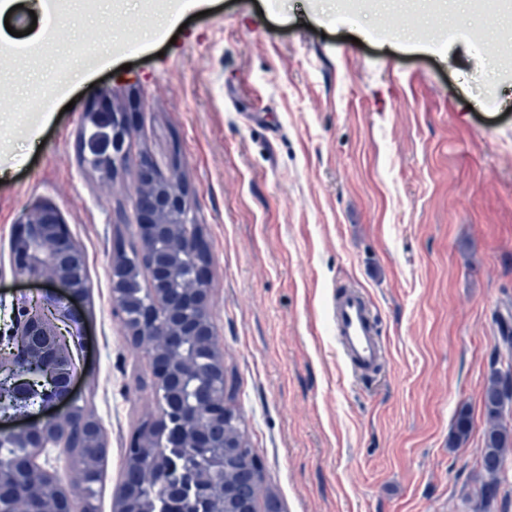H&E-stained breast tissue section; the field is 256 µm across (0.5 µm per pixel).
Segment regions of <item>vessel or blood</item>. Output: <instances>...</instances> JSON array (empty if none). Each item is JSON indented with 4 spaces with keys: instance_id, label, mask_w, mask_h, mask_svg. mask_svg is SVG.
Here are the masks:
<instances>
[{
    "instance_id": "b4317fda",
    "label": "vessel or blood",
    "mask_w": 512,
    "mask_h": 512,
    "mask_svg": "<svg viewBox=\"0 0 512 512\" xmlns=\"http://www.w3.org/2000/svg\"><path fill=\"white\" fill-rule=\"evenodd\" d=\"M336 343L351 369L370 374L385 358L377 312L357 289L340 290L333 303Z\"/></svg>"
}]
</instances>
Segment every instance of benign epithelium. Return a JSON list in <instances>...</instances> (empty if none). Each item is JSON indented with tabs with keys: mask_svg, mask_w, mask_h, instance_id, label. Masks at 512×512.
<instances>
[{
	"mask_svg": "<svg viewBox=\"0 0 512 512\" xmlns=\"http://www.w3.org/2000/svg\"><path fill=\"white\" fill-rule=\"evenodd\" d=\"M82 126L112 129L109 139L93 147L96 155L84 159L87 167L108 174L128 158L124 113L96 109L83 115ZM138 167L139 180L130 199L140 242L131 253L121 254L112 263V303L129 336L144 347L164 400L159 422L142 428L127 453L134 463L145 455L152 457L153 465L144 473L143 481L163 493L166 512H179L184 507L185 490L169 483L166 476L181 449H206L213 467L222 470L224 454L214 455L211 449L233 448L235 444L229 438L215 439L210 430V425L224 423L230 413L224 396L210 395L193 403L182 397L184 383L198 373L200 357L211 359L216 369L201 375L203 380L211 383L224 377L208 315L207 261L188 190L176 175L158 173L146 156L140 157ZM11 251L19 275L57 281L73 296L84 294L88 288L84 255L51 210L36 209L29 214L12 239ZM143 268L149 275L148 295L134 299L128 289L139 280ZM45 306L49 312L43 315L32 311L25 301L17 307L13 335L19 339V350L13 363L41 364L51 382V404L34 424L0 429V443L20 441L30 449V479L20 493L21 500L33 504L28 512H77L72 491H63L61 498L48 495L47 472L36 458L48 445L66 443L75 427L82 430L84 447L90 449L92 459L105 447V441L95 417L80 411L70 398L72 374L56 370L59 360H69L62 328L68 329L77 321L62 298L48 296ZM148 510L135 491L118 488L117 512Z\"/></svg>",
	"mask_w": 512,
	"mask_h": 512,
	"instance_id": "1",
	"label": "benign epithelium"
}]
</instances>
